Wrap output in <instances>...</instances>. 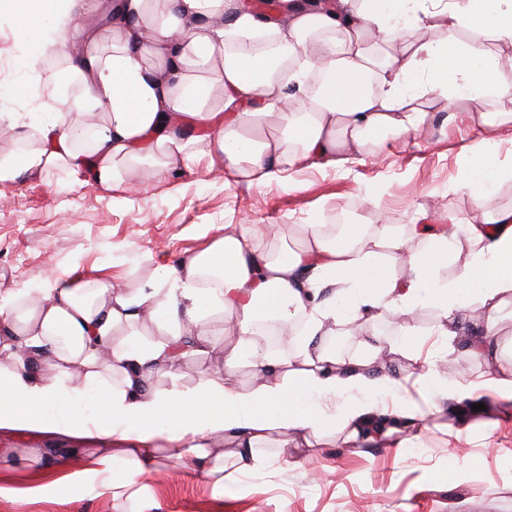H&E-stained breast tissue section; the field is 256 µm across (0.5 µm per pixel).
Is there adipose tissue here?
<instances>
[{
    "mask_svg": "<svg viewBox=\"0 0 512 512\" xmlns=\"http://www.w3.org/2000/svg\"><path fill=\"white\" fill-rule=\"evenodd\" d=\"M40 58L53 59L39 99L43 123L0 113V135L22 143L0 156V182L53 169L90 170L95 181H126L140 168L160 176L195 164L261 184L317 158L345 163L381 159L392 138L419 133L431 121L420 99L444 100L453 112L475 113L486 125L512 122L511 112H483L487 94L512 103V84L495 81L501 68L481 36L512 37V0H279L261 17L242 0H0ZM93 23L78 41L65 34L77 12ZM467 40L447 39L456 29ZM264 35L282 57L252 51ZM324 84L310 89L313 74ZM277 115L283 135L268 134ZM209 127L185 135L182 121ZM90 138V149L79 146ZM457 193L483 204L496 184L512 178L488 155L470 153ZM448 223L305 224L297 247L284 245L275 225L241 228L157 268L137 288L111 278L49 279L35 291L0 303V429L54 431L93 440L66 449L67 459L96 473L129 461L126 480L155 462L158 449L204 467L224 483V454L209 439L255 448L273 434L382 440L414 426L405 404L378 411L372 398L392 377L364 365L341 366L321 339L356 320L400 323L420 305L439 314L438 333L466 307V284L477 286L482 337L469 346L485 355L499 312L512 298V208L487 211L464 233ZM280 242L279 250L262 240ZM459 273L442 279L449 263ZM408 272L398 276L397 264ZM224 313L237 343L196 389H157L182 357V339L199 353L213 347L209 311ZM150 317L161 339L140 337ZM272 320L290 336L275 351L256 342ZM248 363L255 385L227 388L224 368ZM341 399L339 412L323 403ZM98 405L93 419L71 410Z\"/></svg>",
    "mask_w": 512,
    "mask_h": 512,
    "instance_id": "1",
    "label": "adipose tissue"
}]
</instances>
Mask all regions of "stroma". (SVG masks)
<instances>
[{"instance_id":"1","label":"stroma","mask_w":512,"mask_h":512,"mask_svg":"<svg viewBox=\"0 0 512 512\" xmlns=\"http://www.w3.org/2000/svg\"><path fill=\"white\" fill-rule=\"evenodd\" d=\"M0 110L27 112L36 95L34 52L12 21L0 22ZM433 124L423 137L390 140L382 159L323 165L294 173V186L225 180L223 166L182 169L138 189L108 187L90 174L52 170L39 177L0 182V297L10 299L46 278L110 275L139 287L156 268L223 235L228 224H326L340 210L371 224H411L420 214L450 213L480 219L482 210L452 189L467 173L469 150L512 164V123L489 131L470 113L448 115L441 100H427ZM418 336L393 354L388 370L396 389L374 396L380 410L422 401L419 372L440 379L477 381L483 360L458 340L436 333L438 316L422 306L405 316ZM218 343L210 354L187 353L176 380L161 388H191L218 366L224 316L210 313ZM384 321L353 323L332 341L342 361L365 359L373 338L396 339ZM451 403L426 408L404 443L342 441L328 431L320 448L281 452L270 442L247 460L224 459V486L201 469L159 454L152 469L125 484L127 465L116 461L100 475L67 464L54 485L31 489L26 471L37 448H66L75 437L29 430L0 431V512H512V403L462 431L450 428Z\"/></svg>"}]
</instances>
